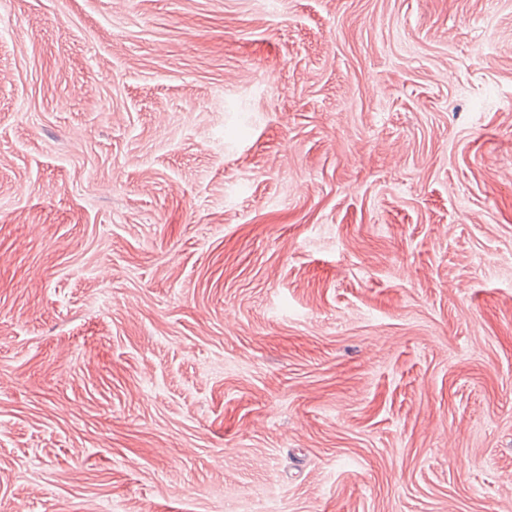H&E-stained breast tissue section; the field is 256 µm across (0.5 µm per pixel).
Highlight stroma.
<instances>
[{"label":"stroma","instance_id":"obj_1","mask_svg":"<svg viewBox=\"0 0 512 512\" xmlns=\"http://www.w3.org/2000/svg\"><path fill=\"white\" fill-rule=\"evenodd\" d=\"M512 512V0H0V512Z\"/></svg>","mask_w":512,"mask_h":512}]
</instances>
